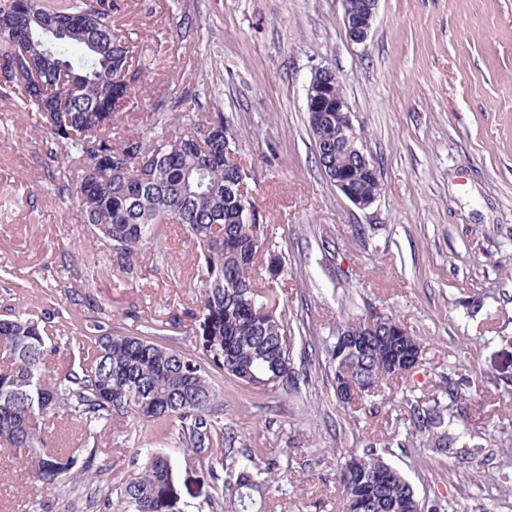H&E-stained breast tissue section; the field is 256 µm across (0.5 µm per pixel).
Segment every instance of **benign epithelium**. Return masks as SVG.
Listing matches in <instances>:
<instances>
[{
    "instance_id": "7a95c632",
    "label": "benign epithelium",
    "mask_w": 512,
    "mask_h": 512,
    "mask_svg": "<svg viewBox=\"0 0 512 512\" xmlns=\"http://www.w3.org/2000/svg\"><path fill=\"white\" fill-rule=\"evenodd\" d=\"M379 0H362L358 8L351 3L344 2L343 24L349 40L353 43L364 44L368 40L376 16ZM336 74L329 68H322L314 72L306 89V112H330L336 110L342 113L343 123L336 131V139L347 142L352 161L367 176L371 183H379L378 168L359 145L360 136L352 122L350 108L347 101L336 98V108L332 109L324 103L326 87L335 81ZM331 183L353 204L360 208L372 205L379 196L375 190L359 191L351 184L349 173L341 167H336L335 179Z\"/></svg>"
}]
</instances>
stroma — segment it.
I'll return each mask as SVG.
<instances>
[{
  "label": "stroma",
  "instance_id": "1",
  "mask_svg": "<svg viewBox=\"0 0 512 512\" xmlns=\"http://www.w3.org/2000/svg\"><path fill=\"white\" fill-rule=\"evenodd\" d=\"M114 28L137 52L145 93L118 127L230 121L266 241L287 259L274 294L315 350L300 392L217 378V415L269 465L267 512H341L344 455L375 444L425 504L512 512V0H379L370 37L352 43L343 0H118ZM336 72L381 193L352 204L320 171L305 89ZM34 113L0 99V312L18 304L59 324L106 315L113 333L163 327L167 347L200 343L207 279L195 240L166 224L169 266L143 246L137 278L111 262L77 201L59 194L60 160ZM417 336L422 360L406 386L441 397L443 378L471 382L448 431L454 454L409 440L401 393L343 406L325 339L367 309ZM44 444L91 461L90 480L46 488L0 445V512H128L121 495L148 454L171 458L173 512H224L223 447L187 448L180 428L130 420L86 433L71 413L47 422Z\"/></svg>",
  "mask_w": 512,
  "mask_h": 512
}]
</instances>
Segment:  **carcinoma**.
<instances>
[{"mask_svg":"<svg viewBox=\"0 0 512 512\" xmlns=\"http://www.w3.org/2000/svg\"><path fill=\"white\" fill-rule=\"evenodd\" d=\"M115 0H0V98L38 115L54 146L66 155L58 190L73 192L86 223L112 243V263L134 273L130 257L153 238L158 224L183 225L199 248L208 272L199 318L203 341L196 353H180L152 335L87 337L83 363L48 382V345L56 325L48 312L21 305L0 315V442L35 467L48 487L90 477V462L44 453L42 425L58 409L83 422L87 432L138 417L161 424L179 422L194 448L226 445V468L239 469L230 484V512H262L261 485L254 479L253 453L236 458L213 420L217 393L211 374L235 377L251 387L299 390L300 373L291 367L294 336L283 315L257 292L261 267L282 272L280 257L265 248L260 213L245 209L253 201L237 194L248 174L238 163L236 143L224 116L175 136L123 138L114 121L126 102L113 95L112 115L98 111L113 80L127 77L126 92L136 94L139 69L129 65L133 45L112 32ZM309 121L316 161L324 173L345 165L336 155L334 112ZM367 316L347 319L332 330L330 368L343 404L356 387L360 397L374 395L385 382L402 387L404 360L420 349L414 335L396 336L402 322L383 315L367 334ZM360 343L341 358L336 342L344 335ZM411 416V437L442 453L453 450L448 422L437 409L403 396ZM170 457L148 456L138 476L123 487L131 512H167ZM342 507L354 512H424L408 480L372 447L350 452L340 471Z\"/></svg>","mask_w":512,"mask_h":512,"instance_id":"cac0c4a2","label":"carcinoma"}]
</instances>
